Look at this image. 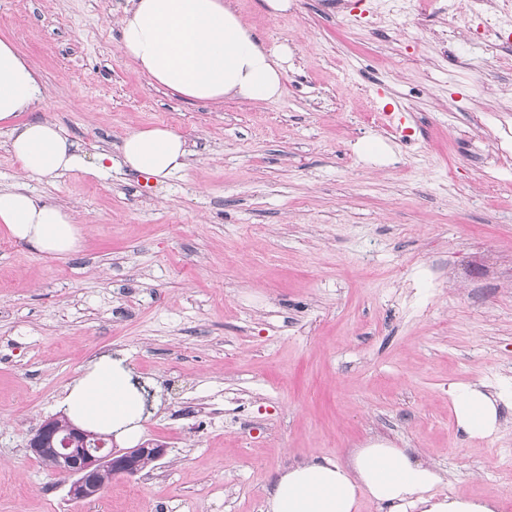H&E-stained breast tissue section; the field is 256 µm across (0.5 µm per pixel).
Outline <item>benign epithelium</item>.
<instances>
[{
	"mask_svg": "<svg viewBox=\"0 0 512 512\" xmlns=\"http://www.w3.org/2000/svg\"><path fill=\"white\" fill-rule=\"evenodd\" d=\"M57 434L54 419L50 418L35 427L30 434L27 449L35 457L53 450L59 459L56 475L62 484L68 486V495L79 500H94L103 490L101 474L134 477L142 472V462L146 459L158 461L167 455L164 444L145 443L136 448H105L101 445L88 446L90 433L71 423L67 435L54 447Z\"/></svg>",
	"mask_w": 512,
	"mask_h": 512,
	"instance_id": "benign-epithelium-1",
	"label": "benign epithelium"
}]
</instances>
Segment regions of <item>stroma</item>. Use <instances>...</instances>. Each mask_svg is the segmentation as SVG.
<instances>
[{
    "label": "stroma",
    "mask_w": 512,
    "mask_h": 512,
    "mask_svg": "<svg viewBox=\"0 0 512 512\" xmlns=\"http://www.w3.org/2000/svg\"><path fill=\"white\" fill-rule=\"evenodd\" d=\"M127 0H0V38L35 67L87 155L130 132L187 139L158 185L26 177L0 129V188L73 211L80 251L0 230V512H265L278 472L379 440L446 475L439 493L512 512V399L468 438L453 384L512 389V170L486 172L512 125V43L451 33L447 0H233L288 48L282 97L192 103L119 47ZM124 358L154 390L141 442L167 456L68 497L26 450L88 363Z\"/></svg>",
    "instance_id": "stroma-1"
}]
</instances>
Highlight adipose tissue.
Returning <instances> with one entry per match:
<instances>
[{
  "label": "adipose tissue",
  "instance_id": "ef3b65f1",
  "mask_svg": "<svg viewBox=\"0 0 512 512\" xmlns=\"http://www.w3.org/2000/svg\"><path fill=\"white\" fill-rule=\"evenodd\" d=\"M120 34L124 53L152 84L189 102L224 99L266 102L285 92L284 46H269L241 21L232 0H131ZM45 105L31 65L0 39V128L10 130L8 148L30 178L64 172L106 170L112 156L87 159L52 122L35 118ZM183 137L165 126L130 132L119 159L158 183L186 166ZM0 225L10 237L48 257L81 248V229L71 211L23 189L0 190ZM457 426L471 437L492 435L499 424L500 397L482 386L450 387ZM65 413L88 429L133 441L142 433L144 400L126 366L101 357L88 364L61 401ZM443 475L435 466L380 442L358 449L350 462L323 458L281 471L265 501V512H359L362 498L387 512H498L496 501L441 495Z\"/></svg>",
  "mask_w": 512,
  "mask_h": 512
}]
</instances>
